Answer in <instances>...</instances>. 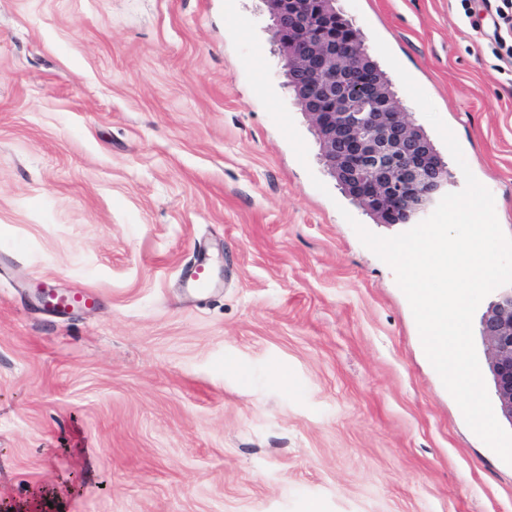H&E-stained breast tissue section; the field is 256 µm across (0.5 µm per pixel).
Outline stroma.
<instances>
[{
    "mask_svg": "<svg viewBox=\"0 0 512 512\" xmlns=\"http://www.w3.org/2000/svg\"><path fill=\"white\" fill-rule=\"evenodd\" d=\"M512 236V80L460 0H337ZM263 0H0V495L65 512H512ZM207 265L211 287L185 273ZM91 292L45 310L37 286ZM288 375L273 383L274 371ZM97 479L65 492L80 451Z\"/></svg>",
    "mask_w": 512,
    "mask_h": 512,
    "instance_id": "stroma-1",
    "label": "stroma"
}]
</instances>
